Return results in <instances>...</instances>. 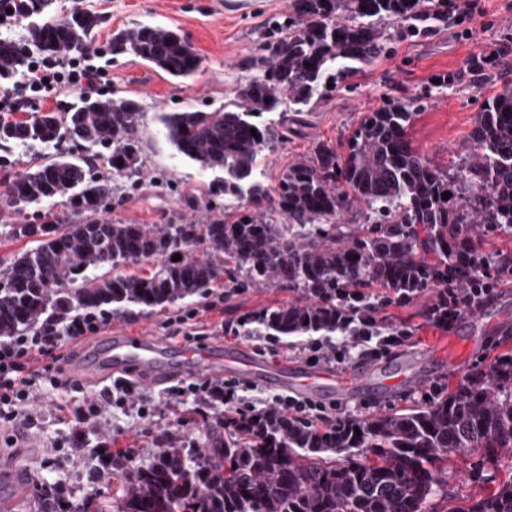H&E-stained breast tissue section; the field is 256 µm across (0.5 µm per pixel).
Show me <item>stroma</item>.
I'll return each instance as SVG.
<instances>
[{
	"label": "stroma",
	"mask_w": 512,
	"mask_h": 512,
	"mask_svg": "<svg viewBox=\"0 0 512 512\" xmlns=\"http://www.w3.org/2000/svg\"><path fill=\"white\" fill-rule=\"evenodd\" d=\"M293 0H55L56 13L89 9L104 23L91 40L109 74L100 85L101 95L119 93L136 99L144 110L140 129L144 168L131 179H118V190L107 220L124 224H203L214 210L205 191L221 180L218 172L201 169L174 149L157 119L159 113L197 109L212 112L235 99L234 91L255 71L250 63L263 42L265 29L284 21ZM152 24L180 29L199 54L202 63L187 81L171 78L139 59L109 55L112 33L124 27ZM512 87V0H479L477 13L462 21L447 19L417 34L399 38L391 51L359 69L336 91L313 99L300 122H289L286 140L263 160L259 179L266 188L277 185L289 165L311 158L316 143L343 150L351 131L364 113L377 109L386 98H417L421 107L408 128V137L428 162L441 170L456 168L463 156L476 115L484 100ZM39 208L0 206V270L5 269L28 242L15 238L12 227L30 223ZM492 256L491 273L496 290L480 310L462 315L444 328L426 319L424 300L383 307L385 323L404 326L409 338L380 357L362 362L350 356L329 368L341 377L367 376L369 390L343 401L329 395L317 398L329 416L360 418L385 415L453 390L474 366L512 352V233L486 239ZM298 293L280 288H227L216 283L207 297L194 298L164 311L136 308L112 314L97 334L65 347L76 361H84L89 349L114 335L156 336L178 358L183 347L196 350L212 346L235 349L276 365L307 363L310 336H252L246 318L298 300ZM180 321L178 335H170L168 322ZM428 352V378L418 387L385 390L387 379L406 372L410 354ZM456 367H449V354ZM126 377L134 395L124 407L102 411L86 425L62 421L59 408L85 405L99 390L111 384V375L95 371L76 391H65L47 380L33 388L32 420L25 430L0 425V468L17 464L30 473L18 512H38L44 486L57 483L66 491L70 512H80L88 499L116 496L110 481L91 485L88 468L96 448L112 443L132 448L139 460H148L166 441L188 448L207 447L223 436L222 407L205 405L192 394L165 397V385L148 384L141 371L129 369ZM153 411L142 415V401ZM512 472V456L481 460L474 454H458L448 460L447 499L432 498L428 512H443L445 505L462 499Z\"/></svg>",
	"instance_id": "1"
}]
</instances>
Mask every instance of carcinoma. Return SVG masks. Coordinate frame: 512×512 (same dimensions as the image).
<instances>
[{
	"label": "carcinoma",
	"mask_w": 512,
	"mask_h": 512,
	"mask_svg": "<svg viewBox=\"0 0 512 512\" xmlns=\"http://www.w3.org/2000/svg\"><path fill=\"white\" fill-rule=\"evenodd\" d=\"M51 5L14 0L13 17L27 22L26 34L0 37V78L21 75L32 54L85 51L100 16L76 9L48 19ZM292 8L286 23L264 32L260 73L237 88L238 101L159 116L179 154L224 173L215 191L254 208L226 205L208 224L162 230L105 221L97 215L112 201L111 183L86 156L57 152L0 193L9 206L60 198L77 217L14 225L13 235L30 247L0 272L1 337L49 326L62 332L75 317L131 307L162 311L205 296L225 274L234 288L302 293L299 303L251 318L272 336H384L400 331L378 318L387 305L441 288L494 287L476 229L487 236L512 229V88L485 101L455 170L433 168L408 139L416 101L389 98L364 115L345 152L316 144L312 160L289 166L270 193L256 173L286 132L259 118L282 104L304 112L314 96L388 53L393 34L378 20L414 32L445 18L438 0H294ZM110 51L184 80L201 63L169 27L122 29ZM141 117L138 102L120 96L67 103L27 121L0 117V146L47 149L68 141L98 150L112 175L128 177L143 164ZM353 207L365 223H342ZM197 248L207 257L192 256ZM176 254L181 260H172ZM149 260L158 266L146 276L119 272ZM100 265L112 272L90 273ZM374 287L386 295L373 297ZM424 316L440 322L448 304L437 296ZM469 451L486 459L512 454V355L474 368L451 393L389 415L318 427L275 408L235 411L224 416V438L208 448H158L128 475L113 461L121 495L111 504L92 502V512H424L431 497L447 494L439 464ZM444 512H512V475Z\"/></svg>",
	"instance_id": "carcinoma-1"
}]
</instances>
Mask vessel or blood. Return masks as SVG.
Returning <instances> with one entry per match:
<instances>
[{"label":"vessel or blood","mask_w":512,"mask_h":512,"mask_svg":"<svg viewBox=\"0 0 512 512\" xmlns=\"http://www.w3.org/2000/svg\"><path fill=\"white\" fill-rule=\"evenodd\" d=\"M186 363L193 370L200 371L213 365H220L221 375L229 380L273 381L301 398L313 396L321 390L335 393L343 400L364 390L366 378L343 380L333 373L296 363L273 366L257 358H248L227 352L221 355L188 350L184 353ZM92 366L114 372L134 367L146 374L150 380H157L164 367L159 362V347L154 338L139 336L132 340L115 339L112 344L98 352L91 360Z\"/></svg>","instance_id":"obj_1"}]
</instances>
